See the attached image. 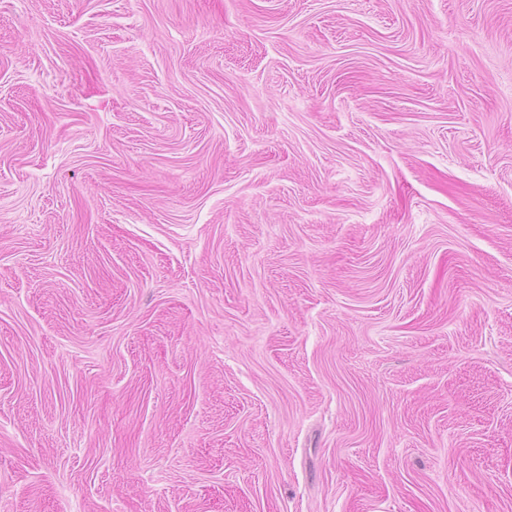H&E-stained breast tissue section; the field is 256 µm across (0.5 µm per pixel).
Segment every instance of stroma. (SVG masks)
Instances as JSON below:
<instances>
[{
  "label": "stroma",
  "instance_id": "stroma-1",
  "mask_svg": "<svg viewBox=\"0 0 512 512\" xmlns=\"http://www.w3.org/2000/svg\"><path fill=\"white\" fill-rule=\"evenodd\" d=\"M0 512H512V0H0Z\"/></svg>",
  "mask_w": 512,
  "mask_h": 512
}]
</instances>
